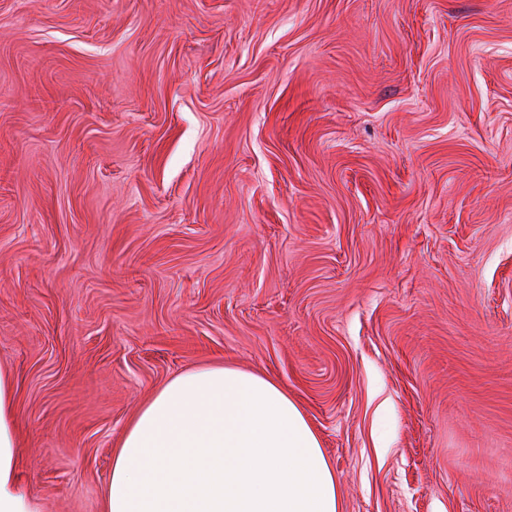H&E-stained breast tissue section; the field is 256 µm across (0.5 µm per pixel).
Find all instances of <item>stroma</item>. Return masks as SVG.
<instances>
[{
    "label": "stroma",
    "mask_w": 512,
    "mask_h": 512,
    "mask_svg": "<svg viewBox=\"0 0 512 512\" xmlns=\"http://www.w3.org/2000/svg\"><path fill=\"white\" fill-rule=\"evenodd\" d=\"M287 388L341 512H512V0H0V364L42 512L169 378Z\"/></svg>",
    "instance_id": "1"
}]
</instances>
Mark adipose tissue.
Here are the masks:
<instances>
[{
	"mask_svg": "<svg viewBox=\"0 0 512 512\" xmlns=\"http://www.w3.org/2000/svg\"><path fill=\"white\" fill-rule=\"evenodd\" d=\"M15 380L0 366V512H41L20 485ZM102 512H341L336 475L275 380L204 364L160 386L112 451Z\"/></svg>",
	"mask_w": 512,
	"mask_h": 512,
	"instance_id": "1",
	"label": "adipose tissue"
}]
</instances>
